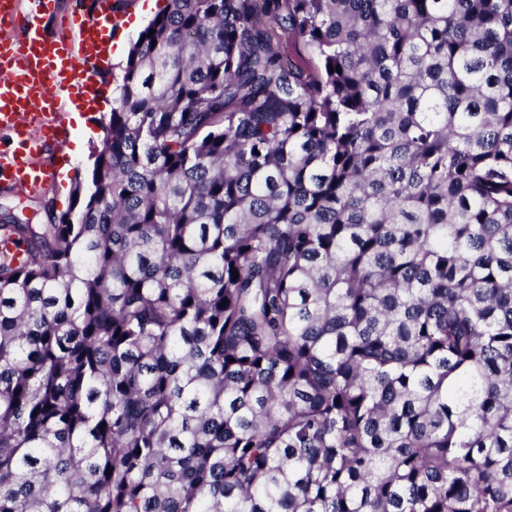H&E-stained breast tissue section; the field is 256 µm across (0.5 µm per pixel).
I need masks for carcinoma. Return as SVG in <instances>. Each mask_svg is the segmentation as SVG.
I'll list each match as a JSON object with an SVG mask.
<instances>
[{
	"label": "carcinoma",
	"mask_w": 512,
	"mask_h": 512,
	"mask_svg": "<svg viewBox=\"0 0 512 512\" xmlns=\"http://www.w3.org/2000/svg\"><path fill=\"white\" fill-rule=\"evenodd\" d=\"M114 83L0 224V512H512V0H163Z\"/></svg>",
	"instance_id": "1"
}]
</instances>
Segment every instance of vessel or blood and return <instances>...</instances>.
Returning a JSON list of instances; mask_svg holds the SVG:
<instances>
[{
    "instance_id": "vessel-or-blood-1",
    "label": "vessel or blood",
    "mask_w": 512,
    "mask_h": 512,
    "mask_svg": "<svg viewBox=\"0 0 512 512\" xmlns=\"http://www.w3.org/2000/svg\"><path fill=\"white\" fill-rule=\"evenodd\" d=\"M53 17L54 32L42 26ZM122 30L113 0H83L61 11L58 0H0V184L35 192L52 174L46 143L65 147L71 130L58 112L61 93L101 92L96 70Z\"/></svg>"
}]
</instances>
